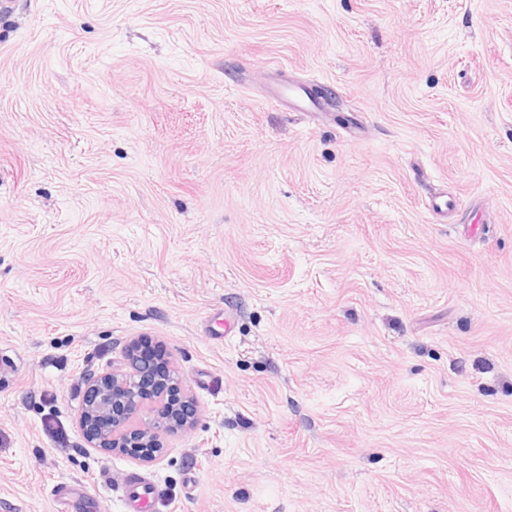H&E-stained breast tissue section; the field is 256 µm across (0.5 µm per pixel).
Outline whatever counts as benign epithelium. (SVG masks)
<instances>
[{
    "label": "benign epithelium",
    "instance_id": "obj_1",
    "mask_svg": "<svg viewBox=\"0 0 512 512\" xmlns=\"http://www.w3.org/2000/svg\"><path fill=\"white\" fill-rule=\"evenodd\" d=\"M138 344L130 342L124 363L88 376L78 424L89 447L151 464L162 456L166 436L194 425L196 410L173 370L147 374L137 361Z\"/></svg>",
    "mask_w": 512,
    "mask_h": 512
}]
</instances>
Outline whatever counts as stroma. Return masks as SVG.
I'll use <instances>...</instances> for the list:
<instances>
[{"instance_id":"stroma-1","label":"stroma","mask_w":512,"mask_h":512,"mask_svg":"<svg viewBox=\"0 0 512 512\" xmlns=\"http://www.w3.org/2000/svg\"><path fill=\"white\" fill-rule=\"evenodd\" d=\"M136 336L196 406L148 466L77 424ZM130 471L170 512H512V0L0 15V512H125ZM58 499L63 505L62 512H101L97 499L88 495L81 484L66 485L59 489Z\"/></svg>"}]
</instances>
